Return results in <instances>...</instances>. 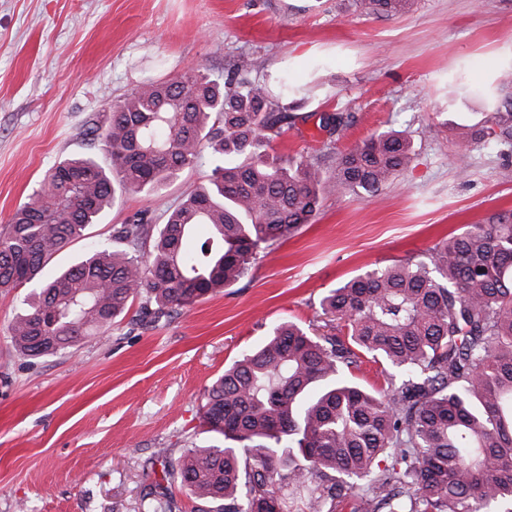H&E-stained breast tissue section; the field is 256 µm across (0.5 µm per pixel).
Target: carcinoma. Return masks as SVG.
<instances>
[{
	"label": "carcinoma",
	"mask_w": 512,
	"mask_h": 512,
	"mask_svg": "<svg viewBox=\"0 0 512 512\" xmlns=\"http://www.w3.org/2000/svg\"><path fill=\"white\" fill-rule=\"evenodd\" d=\"M410 0H356L389 17ZM238 72L220 80L194 66L134 88L92 129L105 168L78 156L54 164L0 232V290L36 282L10 326L17 353L36 359L106 335L135 299L172 316L241 281L260 244L317 213L314 162L272 155L295 115L279 82L273 94ZM488 112L462 126V143L512 157V77L461 81ZM350 116L322 127L341 136ZM210 151L208 182L163 211L121 225L120 244L95 243L75 264L38 276L60 251L128 192H155ZM413 148L382 131L336 154L332 187L382 194L409 168ZM337 333L272 327L207 389L201 419L226 444L192 442L177 459L157 450L160 489L146 512H172V486L197 512H512V213L497 212L405 260L350 279L320 302ZM378 364L386 388L352 371Z\"/></svg>",
	"instance_id": "obj_1"
}]
</instances>
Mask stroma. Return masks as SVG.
Returning a JSON list of instances; mask_svg holds the SVG:
<instances>
[{"label": "stroma", "instance_id": "stroma-1", "mask_svg": "<svg viewBox=\"0 0 512 512\" xmlns=\"http://www.w3.org/2000/svg\"><path fill=\"white\" fill-rule=\"evenodd\" d=\"M250 62L270 88L286 74L313 89L274 152L318 162L328 179L335 152L392 129L411 139L412 167L378 198L325 189L310 222L263 244L222 293L172 317L126 315L53 356L14 351L27 291L0 292V512H143L156 451L217 443L201 426L204 393L274 324L325 333L330 289L512 210V159L460 150L456 124L484 105L453 83L463 71L492 83L512 64V0H416L383 18L360 16L355 0H0V229L56 162L108 164L89 129L108 123L110 101L192 64L220 76ZM338 110L354 123L334 139L320 124ZM209 172L205 161L157 193L123 195L52 268L176 205Z\"/></svg>", "mask_w": 512, "mask_h": 512}]
</instances>
